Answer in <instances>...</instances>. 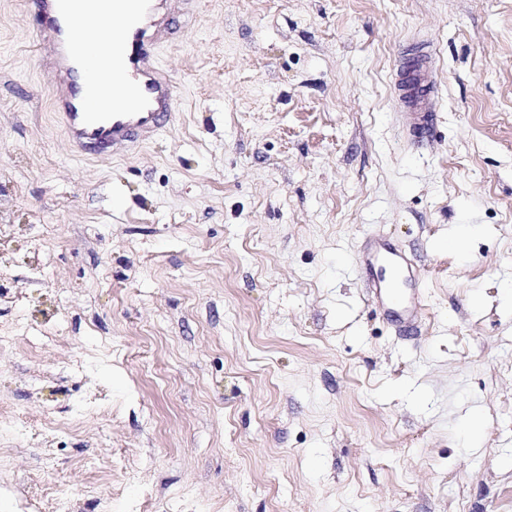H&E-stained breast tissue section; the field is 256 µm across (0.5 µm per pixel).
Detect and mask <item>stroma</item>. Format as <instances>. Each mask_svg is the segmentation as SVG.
<instances>
[{
	"label": "stroma",
	"mask_w": 512,
	"mask_h": 512,
	"mask_svg": "<svg viewBox=\"0 0 512 512\" xmlns=\"http://www.w3.org/2000/svg\"><path fill=\"white\" fill-rule=\"evenodd\" d=\"M164 25L174 121L78 153L41 16L0 0V512H512V0ZM376 236L416 264L417 330L371 304ZM426 44L409 57L395 84L403 128L412 140L431 134L435 108L436 78L433 53Z\"/></svg>",
	"instance_id": "35a3bbf8"
}]
</instances>
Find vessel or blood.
<instances>
[{"mask_svg": "<svg viewBox=\"0 0 512 512\" xmlns=\"http://www.w3.org/2000/svg\"><path fill=\"white\" fill-rule=\"evenodd\" d=\"M45 12H59L60 17L49 27L46 40L52 45L57 71L55 80L67 82L73 73L72 60L77 52L65 36L62 17L95 20L99 23L96 56L108 55L111 49L127 47V69L130 79L112 84L108 71H100L98 80L85 97L62 99L60 118L70 142L83 149L92 144L112 148L132 147L154 139L172 118L176 105L174 86L166 73L154 63L148 43L166 42L164 33L147 36L146 31L155 11L154 0H36ZM402 125L411 139L431 132V116L435 108L436 78L433 53L428 45H420L399 72L395 84ZM366 268L392 267L401 282H408L414 271L411 263L390 244L375 241L359 254ZM375 299L395 319L413 320L419 315L417 304L394 300L388 278L376 276L368 281Z\"/></svg>", "mask_w": 512, "mask_h": 512, "instance_id": "obj_1", "label": "vessel or blood"}]
</instances>
